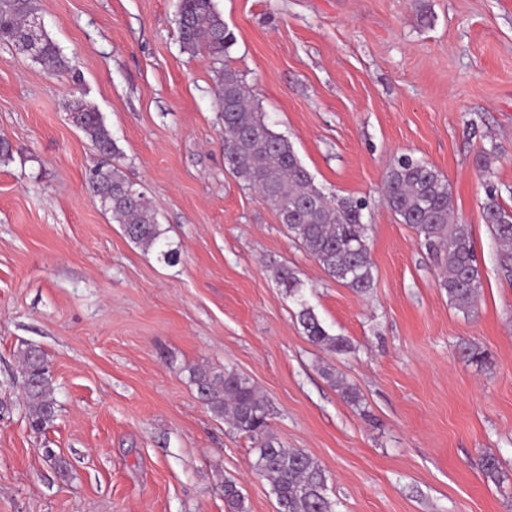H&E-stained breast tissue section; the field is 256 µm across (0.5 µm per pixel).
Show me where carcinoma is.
Masks as SVG:
<instances>
[{
	"instance_id": "carcinoma-1",
	"label": "carcinoma",
	"mask_w": 512,
	"mask_h": 512,
	"mask_svg": "<svg viewBox=\"0 0 512 512\" xmlns=\"http://www.w3.org/2000/svg\"><path fill=\"white\" fill-rule=\"evenodd\" d=\"M177 14L183 49L191 54L203 50L211 62L224 121V159L235 177L260 193L288 234L329 277L360 294L370 290L373 264L368 225L362 223L364 202L324 194L288 138L271 128L254 102L252 87L229 65L233 36L214 0H177ZM37 15L36 0H0V41L25 52L27 22ZM30 58L52 71H70V61L44 30ZM66 109L77 115L80 130L100 155L86 181L89 192L112 212V219L123 226L133 243L157 246L163 231L145 192L114 163L119 148L101 113L75 96L67 101ZM385 197L394 214L411 225L418 240L444 264L441 286L448 301L467 315L475 312L482 283L471 226L452 221L447 180L427 163L403 156L386 173ZM482 212L484 223L502 248L503 265L512 263V211L501 206L492 187L486 190ZM277 277L300 306L299 322L308 340L332 353L351 352L350 341L329 334L307 305L300 279L286 267L278 270ZM24 364L29 423L33 430L42 431L56 419L53 380L39 351H26ZM326 376L343 399L359 404L357 389L344 385L329 371ZM190 379L198 398L215 416L255 443L253 469L271 484L278 512H335V503L327 495L325 470L304 451L285 447L273 433L268 401L249 378L234 370L194 366ZM482 470L486 478L499 480V458L493 453L483 455ZM222 491L226 512H245L235 482L225 481Z\"/></svg>"
}]
</instances>
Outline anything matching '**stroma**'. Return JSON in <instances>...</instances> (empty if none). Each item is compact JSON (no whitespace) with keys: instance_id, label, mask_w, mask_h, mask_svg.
I'll return each instance as SVG.
<instances>
[{"instance_id":"stroma-1","label":"stroma","mask_w":512,"mask_h":512,"mask_svg":"<svg viewBox=\"0 0 512 512\" xmlns=\"http://www.w3.org/2000/svg\"><path fill=\"white\" fill-rule=\"evenodd\" d=\"M36 3L75 72L0 44V512H224L227 479L246 512H276L252 440L198 399L201 363L263 392L274 433L321 464L337 512H512V270L482 218L490 184L512 210V0H215L229 63L272 129L323 192L366 200L364 294L229 170L211 64L183 52L177 0ZM74 93L147 194L160 248L137 247L87 194L99 155L68 119ZM405 154L448 180L453 218L472 229L474 313L450 305L436 258L385 203ZM282 266L351 354L308 341ZM469 342L486 362L461 354ZM30 348L58 403L40 433L22 391ZM489 451L497 484L480 469Z\"/></svg>"}]
</instances>
